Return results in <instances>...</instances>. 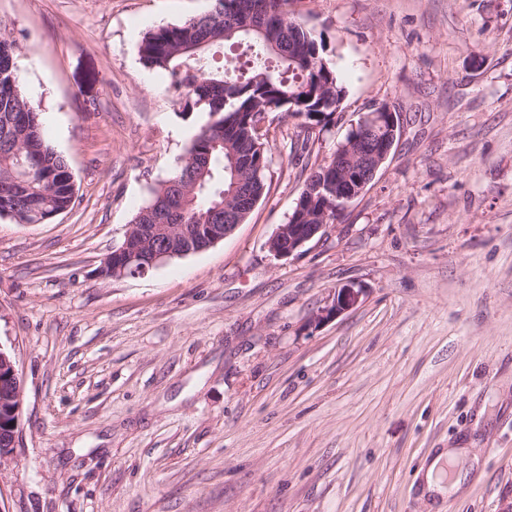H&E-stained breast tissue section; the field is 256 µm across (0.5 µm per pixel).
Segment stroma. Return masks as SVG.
<instances>
[{
  "label": "stroma",
  "instance_id": "stroma-1",
  "mask_svg": "<svg viewBox=\"0 0 512 512\" xmlns=\"http://www.w3.org/2000/svg\"><path fill=\"white\" fill-rule=\"evenodd\" d=\"M209 0H0L28 97L75 182L45 224L0 218V347L23 397L0 512H507L512 507V0H297L346 88L209 249L100 277L204 123L139 45ZM396 148L302 254L274 258L311 168L366 113ZM359 305L318 327L335 288ZM441 448L476 465L430 505Z\"/></svg>",
  "mask_w": 512,
  "mask_h": 512
}]
</instances>
